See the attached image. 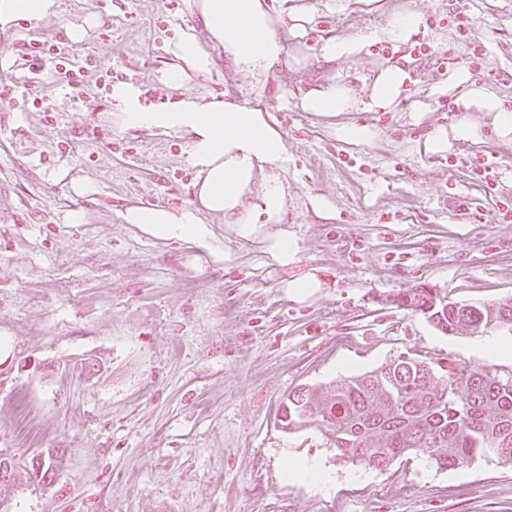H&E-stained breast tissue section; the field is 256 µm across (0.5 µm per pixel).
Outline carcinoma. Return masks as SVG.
I'll return each mask as SVG.
<instances>
[{
    "label": "carcinoma",
    "mask_w": 512,
    "mask_h": 512,
    "mask_svg": "<svg viewBox=\"0 0 512 512\" xmlns=\"http://www.w3.org/2000/svg\"><path fill=\"white\" fill-rule=\"evenodd\" d=\"M398 303L446 335L512 333V298L459 304L419 285L404 291ZM284 426L290 431L315 427L337 456L372 469H383L407 452L425 455L441 470L478 457L512 464V372L444 366L400 354L371 372L288 396Z\"/></svg>",
    "instance_id": "obj_1"
}]
</instances>
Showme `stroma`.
Wrapping results in <instances>:
<instances>
[{"label": "stroma", "instance_id": "stroma-1", "mask_svg": "<svg viewBox=\"0 0 512 512\" xmlns=\"http://www.w3.org/2000/svg\"><path fill=\"white\" fill-rule=\"evenodd\" d=\"M58 2L36 28L0 30V455L54 463L52 484L22 480L0 495L17 512H512L511 464L439 470L410 452L364 468L336 458L317 429L281 425L294 391L402 353L512 371L484 347L512 333L444 335L397 303L421 284L462 304L512 297V138L475 110L480 139L424 149L453 128L448 106L470 87L512 109V0H298L317 13L289 39L288 66L257 82L215 57L190 89L260 108L290 161L282 225L242 238L214 223L204 246L123 221L132 204L185 206L196 169L180 136L118 132L111 99L120 81L158 96L167 41L196 19L184 0ZM410 10L421 22L406 43L322 58L325 40ZM35 40L66 62L89 56L77 90L25 68ZM404 63L409 90L389 111L299 105L329 78L357 90ZM456 71L471 84H449ZM351 123L375 137L339 139ZM486 162L490 180L478 175ZM73 212L82 223L68 222ZM278 229L296 245L286 265L270 252ZM309 274L320 288L292 298L287 283ZM288 455L320 459L333 484L286 480Z\"/></svg>", "mask_w": 512, "mask_h": 512}]
</instances>
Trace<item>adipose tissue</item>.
I'll return each mask as SVG.
<instances>
[{
	"label": "adipose tissue",
	"mask_w": 512,
	"mask_h": 512,
	"mask_svg": "<svg viewBox=\"0 0 512 512\" xmlns=\"http://www.w3.org/2000/svg\"><path fill=\"white\" fill-rule=\"evenodd\" d=\"M286 0H185L196 15L200 31H180L171 42L174 58L159 72L160 87L178 92L176 100H148L140 86L118 82L112 86L116 105L115 123L121 131L158 130L188 139V155L200 179L196 201L176 210L153 205H134L123 218L141 224L154 236L197 241L208 234L207 220L235 225L240 236L249 237L259 226L281 223L285 191L278 177L288 165V150L280 132L256 108L219 97L203 98L188 90L191 75L210 73L213 52L227 58L233 71L253 79L265 78L288 60V38L299 35L315 18L311 7L286 8ZM57 0H0V28L19 21L32 24L55 16ZM288 15V33L275 29L274 19ZM420 15L406 11L391 15L385 25L353 39H329L322 47L325 60H345L368 43L385 38L403 43L415 33ZM408 71L399 65L382 70L366 87L367 106L376 110L391 107L404 91ZM358 102L354 89L328 81L306 91L300 98L304 111L333 116L352 109ZM465 113L452 136L430 137L425 148L437 151L449 139L472 140L477 125L469 109L489 112L501 136L512 135V110L496 98L473 90L461 98Z\"/></svg>",
	"instance_id": "ef3b65f1"
}]
</instances>
